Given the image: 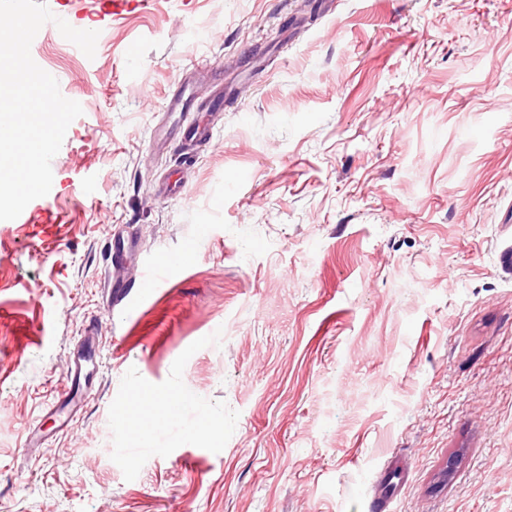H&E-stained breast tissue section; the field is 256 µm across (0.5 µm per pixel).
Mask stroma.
Listing matches in <instances>:
<instances>
[{
	"instance_id": "35a3bbf8",
	"label": "stroma",
	"mask_w": 512,
	"mask_h": 512,
	"mask_svg": "<svg viewBox=\"0 0 512 512\" xmlns=\"http://www.w3.org/2000/svg\"><path fill=\"white\" fill-rule=\"evenodd\" d=\"M47 4L99 37L31 45L83 113L0 222V512H368L393 461L391 512H512V0ZM192 403L186 395L180 394L176 398L153 400L146 405L130 404L121 411L120 420L133 434L141 437L150 424L171 416L176 409H183Z\"/></svg>"
}]
</instances>
